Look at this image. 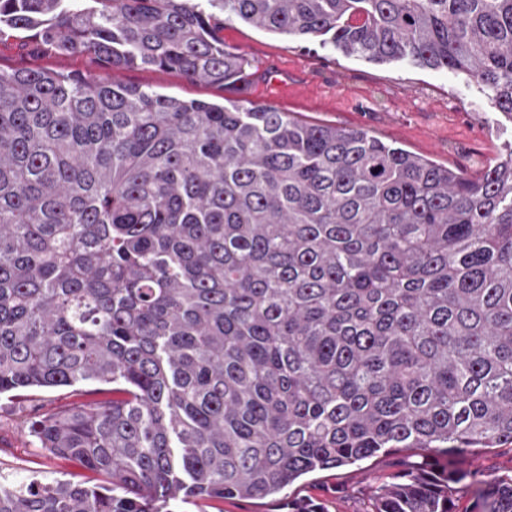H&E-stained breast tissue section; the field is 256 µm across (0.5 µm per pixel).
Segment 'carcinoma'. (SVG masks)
I'll list each match as a JSON object with an SVG mask.
<instances>
[{
    "mask_svg": "<svg viewBox=\"0 0 512 512\" xmlns=\"http://www.w3.org/2000/svg\"><path fill=\"white\" fill-rule=\"evenodd\" d=\"M242 24L463 78L512 119V0H0L111 71L240 88ZM96 384L30 425L104 477L0 483V512L275 498L403 448L373 512H450L512 447V149L472 176L363 129L0 69V394ZM472 512H512V478ZM507 448L510 447L487 448L478 455L460 459L459 466L472 472L475 478L469 482V488L452 501L453 512L471 511L479 492L489 482L512 477V451Z\"/></svg>",
    "mask_w": 512,
    "mask_h": 512,
    "instance_id": "carcinoma-1",
    "label": "carcinoma"
}]
</instances>
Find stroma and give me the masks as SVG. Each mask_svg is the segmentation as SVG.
I'll list each match as a JSON object with an SVG mask.
<instances>
[{
    "label": "stroma",
    "instance_id": "1",
    "mask_svg": "<svg viewBox=\"0 0 512 512\" xmlns=\"http://www.w3.org/2000/svg\"><path fill=\"white\" fill-rule=\"evenodd\" d=\"M224 42L246 52L253 64L251 84L234 91L190 82L176 72L157 68L110 72L91 57L49 52L28 38L0 40V69L110 76L186 100L226 104L248 99L311 123L370 131L395 146L470 175L495 162L512 145V120L491 108L453 72L405 61L377 65L315 41L302 48L285 37L240 23L225 26ZM86 399L80 386L25 390L17 397L1 395L0 476L50 484L102 483V476L40 448L29 433L32 420ZM417 459V451L404 449L313 473L291 486L284 500H197L182 505L181 512H289V502L301 500L324 504L327 512H372L374 491ZM460 465L474 478L452 501L451 509L471 512L489 482L512 477V450L483 449L462 458Z\"/></svg>",
    "mask_w": 512,
    "mask_h": 512
}]
</instances>
